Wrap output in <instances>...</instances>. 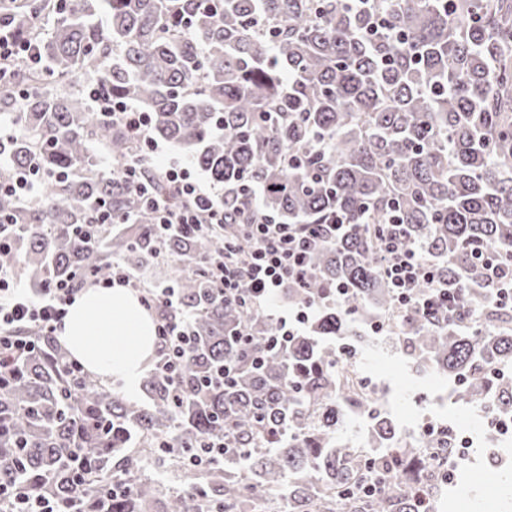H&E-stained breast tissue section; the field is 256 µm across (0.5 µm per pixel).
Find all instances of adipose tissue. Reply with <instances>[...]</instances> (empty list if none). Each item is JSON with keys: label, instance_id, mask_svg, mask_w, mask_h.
<instances>
[{"label": "adipose tissue", "instance_id": "adipose-tissue-1", "mask_svg": "<svg viewBox=\"0 0 512 512\" xmlns=\"http://www.w3.org/2000/svg\"><path fill=\"white\" fill-rule=\"evenodd\" d=\"M59 339L90 371L136 394L157 354L155 327L130 289L90 288L70 306Z\"/></svg>", "mask_w": 512, "mask_h": 512}]
</instances>
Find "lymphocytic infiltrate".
I'll return each mask as SVG.
<instances>
[{
	"label": "lymphocytic infiltrate",
	"instance_id": "lymphocytic-infiltrate-1",
	"mask_svg": "<svg viewBox=\"0 0 512 512\" xmlns=\"http://www.w3.org/2000/svg\"><path fill=\"white\" fill-rule=\"evenodd\" d=\"M19 57L36 67L41 64L38 45L22 38L12 20L1 17L0 81L10 78L7 66ZM93 107L110 113L113 121L135 135L140 150L118 167L117 174L143 197L159 226L173 233L196 224L229 225L223 253L210 260L215 285L226 299L258 311L267 309L281 288L305 278L312 250L336 240L341 230L337 224L308 228L282 223L261 208L258 187H247L249 209L235 222L224 209L223 195L204 189L179 163H170L156 177L144 176V166L151 164L158 152V144L150 135L148 113L131 103L103 97L95 98ZM377 239L379 261L398 308L415 309L436 319L469 316L459 290L437 280L431 262L406 248L395 219L379 225ZM469 279L490 289L498 307L512 310V260H502L492 251L476 252ZM76 295V289L67 283L37 291L20 287L13 272L0 268V380L13 377L16 364L32 351V333L55 335ZM157 336L161 360L156 370L177 381L188 363L187 329L162 321L157 325Z\"/></svg>",
	"mask_w": 512,
	"mask_h": 512
}]
</instances>
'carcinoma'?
Returning a JSON list of instances; mask_svg holds the SVG:
<instances>
[{
  "label": "carcinoma",
  "mask_w": 512,
  "mask_h": 512,
  "mask_svg": "<svg viewBox=\"0 0 512 512\" xmlns=\"http://www.w3.org/2000/svg\"><path fill=\"white\" fill-rule=\"evenodd\" d=\"M3 10L36 39L42 67L17 64L0 84V123L25 129L0 143V181L32 163L52 179L32 206L0 194V266L35 288H81L114 261L147 269L171 259L179 302L159 313L188 324L192 351L180 400L152 372L131 398L89 370L70 374L71 353L34 337L0 390V482L72 497L78 512H435L426 449L448 437L387 448L388 418L368 433L379 454L336 437L346 414L363 412L336 339H362L356 319L383 320L417 368L448 376L455 401L512 410V387L490 374L512 364V313L478 287L463 293L476 322L402 312L373 245V225L394 208L406 247L444 283L468 278L476 247L512 259V0H372L387 22L376 34L371 13L344 0H8ZM257 16L272 33L254 31ZM47 75L71 76L78 90L49 89ZM86 86L150 113L153 137L214 182L261 187L264 209L283 221L350 224L312 253L302 284L281 289L290 306L321 307L262 367L252 359L277 317L212 288L206 260L224 250V225L162 236L99 164L97 145L117 166L138 145L92 110ZM101 211L120 223H99ZM339 283L349 293L331 305ZM227 361L238 366L233 387L203 384ZM209 441L224 443V458L191 468ZM77 457L85 480L74 491ZM156 463L179 474L178 490L146 475ZM380 480L376 494L363 491Z\"/></svg>",
  "instance_id": "obj_1"
}]
</instances>
